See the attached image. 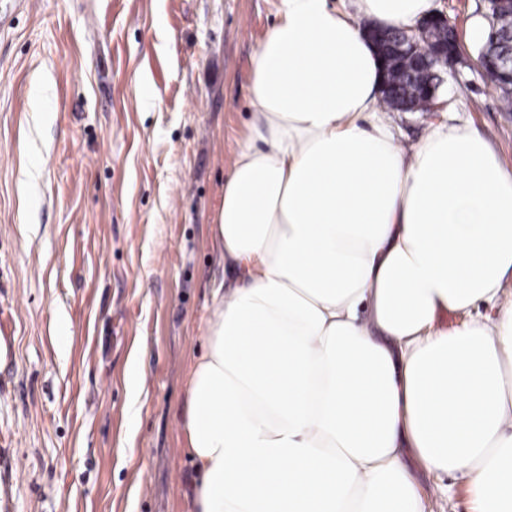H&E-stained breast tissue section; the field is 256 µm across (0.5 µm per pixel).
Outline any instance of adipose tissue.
Masks as SVG:
<instances>
[{
    "instance_id": "obj_1",
    "label": "adipose tissue",
    "mask_w": 512,
    "mask_h": 512,
    "mask_svg": "<svg viewBox=\"0 0 512 512\" xmlns=\"http://www.w3.org/2000/svg\"><path fill=\"white\" fill-rule=\"evenodd\" d=\"M432 9L280 0L213 227L189 512H425L414 462L512 512V169L465 126L405 145L362 28Z\"/></svg>"
}]
</instances>
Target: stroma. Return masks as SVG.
Returning <instances> with one entry per match:
<instances>
[{
  "label": "stroma",
  "instance_id": "stroma-1",
  "mask_svg": "<svg viewBox=\"0 0 512 512\" xmlns=\"http://www.w3.org/2000/svg\"><path fill=\"white\" fill-rule=\"evenodd\" d=\"M483 0H435L460 58L435 112L512 167V112L478 54ZM278 0H0V448L10 512H186L189 368L224 276L213 237ZM144 366L133 402L131 358ZM427 512H473L416 469Z\"/></svg>",
  "mask_w": 512,
  "mask_h": 512
}]
</instances>
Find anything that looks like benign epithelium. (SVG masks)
Segmentation results:
<instances>
[{
	"label": "benign epithelium",
	"mask_w": 512,
	"mask_h": 512,
	"mask_svg": "<svg viewBox=\"0 0 512 512\" xmlns=\"http://www.w3.org/2000/svg\"><path fill=\"white\" fill-rule=\"evenodd\" d=\"M424 38L432 42V55L419 58L412 55L415 38ZM380 53L385 61V72L391 74L394 59L407 58L412 66L421 71H431L438 77L433 83L419 86L417 96L426 101L424 110L438 109L437 91L444 84L443 73L453 68L458 59L457 32L442 11L417 23L411 28L394 31H382L375 35ZM480 65L488 84L494 88L503 83L512 84V28L499 27V20H494L486 46L481 53Z\"/></svg>",
	"instance_id": "1"
}]
</instances>
